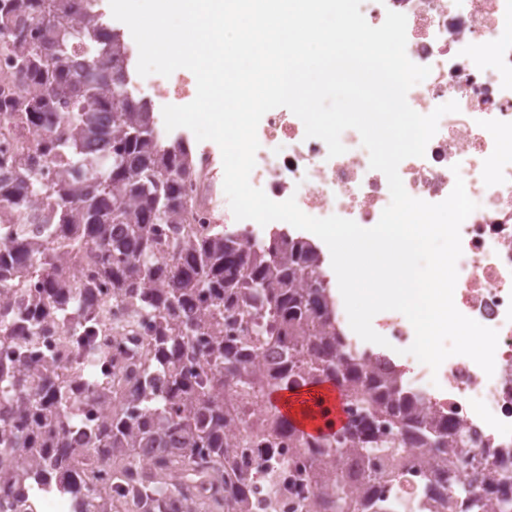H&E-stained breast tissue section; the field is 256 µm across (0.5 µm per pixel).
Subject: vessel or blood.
Listing matches in <instances>:
<instances>
[{"mask_svg":"<svg viewBox=\"0 0 512 512\" xmlns=\"http://www.w3.org/2000/svg\"><path fill=\"white\" fill-rule=\"evenodd\" d=\"M273 402L295 429L311 436L336 430L344 422L343 394L328 382L280 392Z\"/></svg>","mask_w":512,"mask_h":512,"instance_id":"b4317fda","label":"vessel or blood"}]
</instances>
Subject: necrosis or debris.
<instances>
[{
  "label": "necrosis or debris",
  "mask_w": 512,
  "mask_h": 512,
  "mask_svg": "<svg viewBox=\"0 0 512 512\" xmlns=\"http://www.w3.org/2000/svg\"><path fill=\"white\" fill-rule=\"evenodd\" d=\"M360 10L374 27L384 23L387 12L405 15L406 54L431 69L407 93L412 109L427 115L450 101L459 105L458 112L440 118L424 157L403 160L398 173L407 193L428 203L444 201L459 177L468 195L482 199L481 208L460 226L454 304L464 316L497 331L495 369L486 374L469 357L454 355L431 370L409 355L415 330L398 316H381L377 332L401 350L398 369L409 387L448 415L458 432L473 438L472 455L493 459L512 472V0H362ZM27 23V15L17 13L10 26L0 25V101L12 103L14 110L0 122V178L7 176L12 161L34 151V132L21 116L30 84L8 33L9 27ZM257 138L261 148L250 182L269 199H295L302 212L316 218L379 221L390 199L388 180L359 150L356 130L342 133L346 151L332 158L323 140L306 137L300 118L275 108L262 117ZM194 168L185 192L197 225L234 223L232 210L219 208L224 188L214 176L211 154L196 151ZM99 297L105 324L117 331L89 337L86 354L76 355L63 345L55 330L32 348L19 341L0 343V367L5 369L18 368L20 355L26 354L48 359L55 369L79 363L92 374L111 377L115 390L107 397L76 389L86 423L111 413L138 385L139 368L127 353L150 336L123 303L113 300L111 289ZM231 438L237 443L232 456L238 472L262 477L256 493L261 512H296L298 499L288 477L304 463L292 456L287 438H259L243 425L232 429Z\"/></svg>",
  "instance_id": "obj_1"
}]
</instances>
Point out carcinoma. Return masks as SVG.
Instances as JSON below:
<instances>
[{"label":"carcinoma","mask_w":512,"mask_h":512,"mask_svg":"<svg viewBox=\"0 0 512 512\" xmlns=\"http://www.w3.org/2000/svg\"><path fill=\"white\" fill-rule=\"evenodd\" d=\"M26 10L42 35L15 34L18 60L31 78L25 118L41 158L64 156L74 180L45 182L36 159L14 166L0 182V204L16 210L33 192L48 212L43 230L23 224L0 230V340L20 336L32 343L44 330L35 310H48L66 340L81 343L99 328L92 291L104 283L112 297L129 302L152 323L153 336L135 352L140 386L126 394L112 415L90 430L98 447L112 449L106 474L123 485L121 504L132 512H168L184 486L208 485L189 512H252L256 486L231 463L230 420L245 418L260 396V430L285 429L302 454L350 456L331 490L302 497L304 512L385 510L374 484H395L401 463L415 457L427 480L410 512H512L487 472L486 497H469L452 468L463 445L448 416L430 411L396 371L366 367L369 353L336 318V300L322 274V257L311 242L273 229L268 241L249 245L238 230L212 224L198 234L187 223L182 183L192 176V149L169 143L151 104L134 97L128 47L103 22L99 0H0V14ZM95 51L80 70L71 52L88 43ZM68 111L59 112L64 97ZM167 229L161 239L160 226ZM87 267L88 279L76 277ZM35 279L39 290L27 304L5 302L13 289ZM83 302L72 306L66 290ZM239 315L255 329L224 335V315ZM285 354L274 373L257 372L253 356L264 344ZM333 381L345 398L363 408L361 421L339 434L309 438L291 428L271 395L288 380ZM91 394L110 389L79 365L50 372L38 362L23 370H0V396H14L18 409L0 417V482L27 484L30 469L55 474L53 488L76 503L74 512H107L97 478L79 471L81 449L68 442L78 427L70 384ZM153 450L149 469L127 480L136 448ZM419 448L448 458L414 455ZM380 455L387 465L373 472L362 462ZM362 487V495L350 485Z\"/></svg>","instance_id":"obj_1"}]
</instances>
